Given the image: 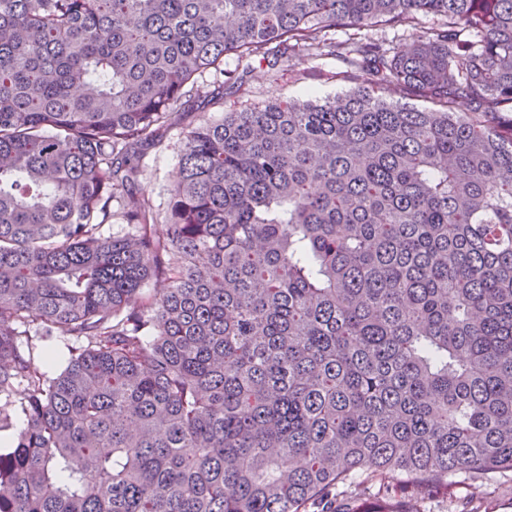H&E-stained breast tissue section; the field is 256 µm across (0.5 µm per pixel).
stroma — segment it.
Instances as JSON below:
<instances>
[{
	"instance_id": "stroma-1",
	"label": "stroma",
	"mask_w": 512,
	"mask_h": 512,
	"mask_svg": "<svg viewBox=\"0 0 512 512\" xmlns=\"http://www.w3.org/2000/svg\"><path fill=\"white\" fill-rule=\"evenodd\" d=\"M346 61L323 55L302 63L244 64L236 56L224 58L222 70H207L195 78L191 92L173 109L175 124L158 141L145 147L140 161L137 190L149 203L151 223L165 224L170 191L177 176L188 133L203 124L220 121L225 113L258 106L275 98L306 100L328 97L345 89L339 75L348 70ZM243 74L242 83H228L226 72Z\"/></svg>"
}]
</instances>
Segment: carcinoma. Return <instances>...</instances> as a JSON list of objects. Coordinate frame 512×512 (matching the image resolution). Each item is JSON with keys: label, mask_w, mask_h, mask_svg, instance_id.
<instances>
[{"label": "carcinoma", "mask_w": 512, "mask_h": 512, "mask_svg": "<svg viewBox=\"0 0 512 512\" xmlns=\"http://www.w3.org/2000/svg\"><path fill=\"white\" fill-rule=\"evenodd\" d=\"M326 48L348 90L192 130L149 223L141 147L197 74ZM32 330L77 341L59 372ZM17 408L0 512H424L512 471V0H0ZM406 31L407 29L404 31V28L401 27H383L377 30H363L358 33L359 35L352 37H359L358 40H364L367 38L379 39V41L383 43V46L388 48L395 44H398L399 42H403V38H405Z\"/></svg>", "instance_id": "obj_1"}]
</instances>
